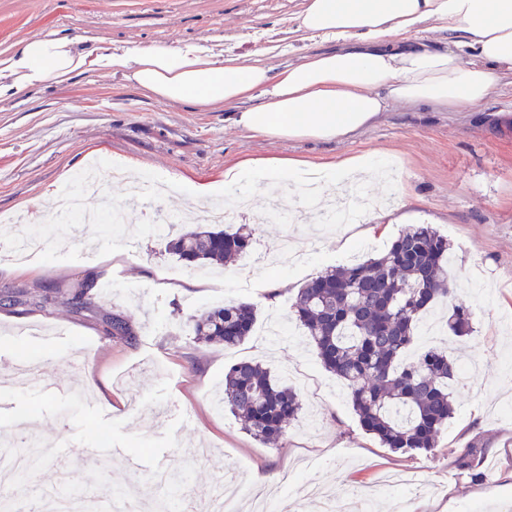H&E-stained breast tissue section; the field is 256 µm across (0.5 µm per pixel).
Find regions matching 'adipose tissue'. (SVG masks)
<instances>
[{
    "mask_svg": "<svg viewBox=\"0 0 512 512\" xmlns=\"http://www.w3.org/2000/svg\"><path fill=\"white\" fill-rule=\"evenodd\" d=\"M298 28L331 42L276 71L198 49H88L55 34L0 53V100L107 70L145 95L221 107L243 129L277 139L331 141L394 104L477 111L512 75V0H305ZM447 31L421 38L427 23Z\"/></svg>",
    "mask_w": 512,
    "mask_h": 512,
    "instance_id": "obj_1",
    "label": "adipose tissue"
}]
</instances>
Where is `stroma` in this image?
Returning <instances> with one entry per match:
<instances>
[{
    "instance_id": "stroma-1",
    "label": "stroma",
    "mask_w": 512,
    "mask_h": 512,
    "mask_svg": "<svg viewBox=\"0 0 512 512\" xmlns=\"http://www.w3.org/2000/svg\"><path fill=\"white\" fill-rule=\"evenodd\" d=\"M304 0H0V51L50 32L87 47L115 49L200 46L251 62L266 56L283 69L300 55L327 50L298 29ZM358 156L386 161L385 172L347 190L385 211L376 226L347 216L305 263L280 269L287 289L271 294L262 250L289 233L305 236L316 223L288 178L224 185L225 171L245 161H300L332 166ZM120 163L168 190L143 203L130 186L101 174L102 193L123 210L125 236L101 222L73 236L58 235V202L90 163ZM250 195L247 212L231 228L252 233L250 251L232 266L177 262L164 250L154 224ZM37 214L48 250L38 261L0 259V294L23 303L0 308V432L26 415L27 434L54 440L23 477L28 498L53 477L56 449L72 450L67 466L109 512L108 492L144 475L187 465L192 476L185 505L207 512L216 478L254 485L267 478L278 512H321L318 502L293 504L283 480L320 482L328 497L344 500L370 490L372 512H396L400 489L380 488L383 475H424L432 491L411 498L410 512H512V86L492 94L475 112L430 105H392L360 132L320 141L276 140L244 131L221 109L161 101L107 71H90L69 84L35 87L0 102V229L22 231ZM428 224L450 243L449 273L456 300L472 313L473 330L435 342L449 356L474 364L468 387L454 389L456 412L429 452H394L365 433L347 390L322 367L304 330L289 318V302L305 282L327 269L386 251L409 225ZM93 283L92 307L73 312L70 294ZM48 295L44 310L29 299ZM258 310L252 336L238 347L197 342L190 316L227 302ZM121 315L135 337L107 336ZM258 361L280 378L302 368L313 381L300 389L303 410L278 444H261L227 408L218 406L228 367ZM33 362L40 381L10 387L19 364ZM63 380L50 395L44 384ZM107 441L119 448L111 467L90 469L81 448ZM479 448L488 470L474 481L455 464L454 449ZM144 458L129 470L125 458Z\"/></svg>"
}]
</instances>
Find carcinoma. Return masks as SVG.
<instances>
[{"instance_id": "1", "label": "carcinoma", "mask_w": 512, "mask_h": 512, "mask_svg": "<svg viewBox=\"0 0 512 512\" xmlns=\"http://www.w3.org/2000/svg\"><path fill=\"white\" fill-rule=\"evenodd\" d=\"M163 238L179 261L196 266L230 262L251 243L242 228L229 232L208 224H181ZM449 250L448 238L429 225L409 226L385 253L310 279L291 303L323 367L345 384L362 428L396 452L438 447L455 412L450 382L459 371L456 362L435 348L405 359L429 307L454 300ZM256 320L253 304L236 302L191 316L188 326L200 342L235 347L250 336ZM448 331L457 337L470 333L466 307H448ZM106 333L126 341L134 336L119 315L112 316ZM222 400L265 444L286 438L302 410L295 390L252 361L228 369ZM455 463L474 478H487L474 448L460 449Z\"/></svg>"}]
</instances>
